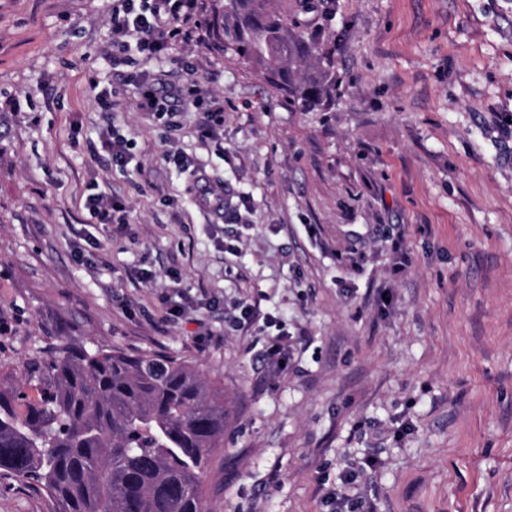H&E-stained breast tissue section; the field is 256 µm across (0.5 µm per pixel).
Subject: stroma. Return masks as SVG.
Instances as JSON below:
<instances>
[{
    "mask_svg": "<svg viewBox=\"0 0 512 512\" xmlns=\"http://www.w3.org/2000/svg\"><path fill=\"white\" fill-rule=\"evenodd\" d=\"M272 7L330 52L331 111L291 110L206 32L112 65V0H0V361L66 336L198 367L230 412L207 512H329L367 456L360 512H512V0ZM182 57L224 101L223 150L191 110L171 143L134 105L130 69L173 103ZM95 82L123 97L114 123L143 171L108 162ZM173 148L246 198L241 223L205 219ZM94 187L127 223H87ZM242 303L259 320L225 332ZM265 314L288 335L279 374ZM376 460L372 457H367L363 464L356 466H348L345 467L341 473L340 483L336 485L331 492L327 493L326 500L329 503L335 504L336 512H343L344 507H349L351 502L353 501L350 493L354 490H357V485H355L357 481V477L359 473L364 472L366 470L365 466L373 469L376 465ZM339 510V511H338Z\"/></svg>",
    "mask_w": 512,
    "mask_h": 512,
    "instance_id": "stroma-1",
    "label": "stroma"
}]
</instances>
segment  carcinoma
I'll return each instance as SVG.
<instances>
[{"label": "carcinoma", "mask_w": 512, "mask_h": 512, "mask_svg": "<svg viewBox=\"0 0 512 512\" xmlns=\"http://www.w3.org/2000/svg\"><path fill=\"white\" fill-rule=\"evenodd\" d=\"M271 0H225L224 40L300 112H328L336 73ZM224 447V389L169 355L68 339L0 373V478L51 512H204L198 475Z\"/></svg>", "instance_id": "carcinoma-1"}]
</instances>
